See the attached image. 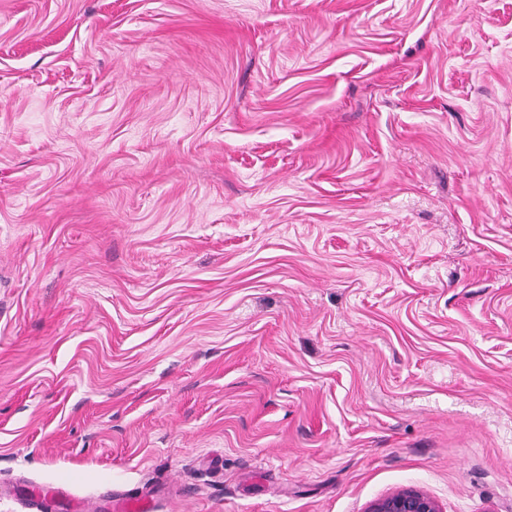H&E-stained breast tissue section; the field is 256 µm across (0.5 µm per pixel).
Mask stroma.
<instances>
[{
	"mask_svg": "<svg viewBox=\"0 0 512 512\" xmlns=\"http://www.w3.org/2000/svg\"><path fill=\"white\" fill-rule=\"evenodd\" d=\"M512 512V0H0V512ZM366 512H442L438 502L423 491L400 489L369 505ZM154 504L152 502V495L148 492L143 495H135L123 499L121 501H99L92 509H88L87 506L80 501L73 502L67 509L70 512H152Z\"/></svg>",
	"mask_w": 512,
	"mask_h": 512,
	"instance_id": "35a3bbf8",
	"label": "stroma"
}]
</instances>
